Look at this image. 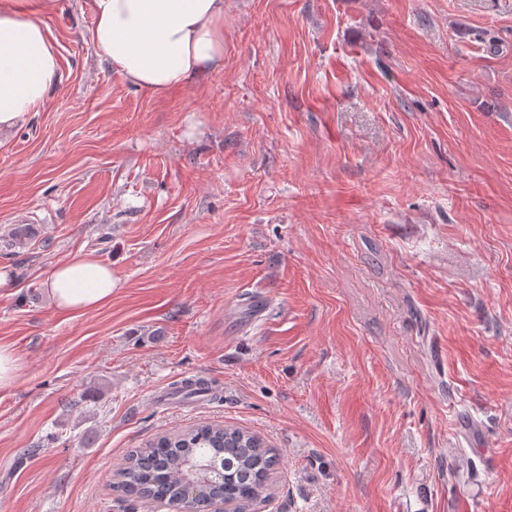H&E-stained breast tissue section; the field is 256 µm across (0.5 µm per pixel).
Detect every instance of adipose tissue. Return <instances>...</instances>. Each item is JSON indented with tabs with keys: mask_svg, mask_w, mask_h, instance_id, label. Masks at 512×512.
<instances>
[{
	"mask_svg": "<svg viewBox=\"0 0 512 512\" xmlns=\"http://www.w3.org/2000/svg\"><path fill=\"white\" fill-rule=\"evenodd\" d=\"M54 0H0V129L40 111L59 72L42 21ZM92 41L129 84L165 96L224 64V0H90ZM45 286L57 310L87 312L112 299V268L86 252L55 265Z\"/></svg>",
	"mask_w": 512,
	"mask_h": 512,
	"instance_id": "ef3b65f1",
	"label": "adipose tissue"
}]
</instances>
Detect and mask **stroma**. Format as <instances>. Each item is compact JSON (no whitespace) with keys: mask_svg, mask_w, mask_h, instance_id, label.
I'll return each instance as SVG.
<instances>
[{"mask_svg":"<svg viewBox=\"0 0 512 512\" xmlns=\"http://www.w3.org/2000/svg\"><path fill=\"white\" fill-rule=\"evenodd\" d=\"M43 22L46 107L0 131V512H123L113 470L201 421L279 463L249 512H512V0H224L166 97ZM99 309L43 281L85 252ZM201 378L207 395H172ZM45 286L57 310L87 312L111 301L116 283L112 267L99 260L94 252H85L55 265L46 277ZM19 359L9 346L0 345V390L11 388L19 376Z\"/></svg>","mask_w":512,"mask_h":512,"instance_id":"stroma-1","label":"stroma"}]
</instances>
